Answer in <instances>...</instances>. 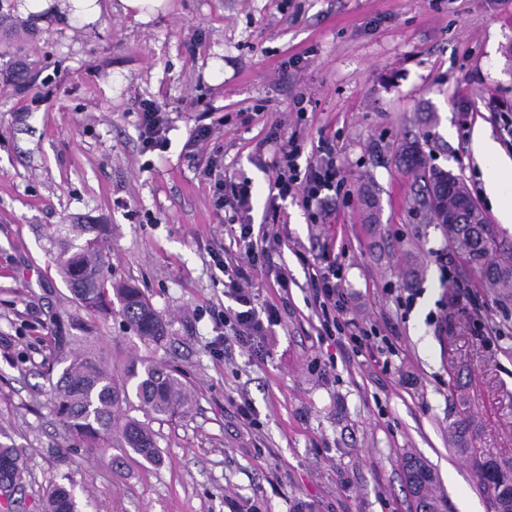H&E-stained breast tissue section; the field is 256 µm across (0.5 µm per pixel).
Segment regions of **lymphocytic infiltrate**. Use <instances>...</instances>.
Listing matches in <instances>:
<instances>
[{"label": "lymphocytic infiltrate", "mask_w": 512, "mask_h": 512, "mask_svg": "<svg viewBox=\"0 0 512 512\" xmlns=\"http://www.w3.org/2000/svg\"><path fill=\"white\" fill-rule=\"evenodd\" d=\"M139 140L143 151L163 147L167 142L169 119L153 100L138 104ZM273 149L275 175L270 186L272 199L284 200L299 195L314 222H325L328 202L344 186L342 168L336 157L335 145L325 142L319 147L315 161L302 163L304 145L298 133L288 135L272 131L263 140ZM212 188L217 211L228 212L229 223L238 225L239 239L244 248L239 254L219 259L217 265L224 274V294L232 307L224 311V350L254 349L282 323L279 307L273 303L258 304L251 286L249 271L257 264L269 262L280 244L273 226L279 221L278 210H271V228L262 235L261 243L252 240L253 227L248 215L252 181L245 174L225 176L217 164H207L203 170ZM342 268L329 263L321 266L309 279L322 335L344 334L352 352L375 347L377 338L362 323L349 318L344 293L339 288Z\"/></svg>", "instance_id": "obj_1"}]
</instances>
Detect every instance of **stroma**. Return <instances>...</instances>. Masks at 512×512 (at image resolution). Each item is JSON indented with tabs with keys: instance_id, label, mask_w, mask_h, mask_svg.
<instances>
[{
	"instance_id": "stroma-1",
	"label": "stroma",
	"mask_w": 512,
	"mask_h": 512,
	"mask_svg": "<svg viewBox=\"0 0 512 512\" xmlns=\"http://www.w3.org/2000/svg\"><path fill=\"white\" fill-rule=\"evenodd\" d=\"M100 3L90 27L57 8L0 27V428L26 461L0 512H41L43 488L61 478L87 512H414L409 456L432 470L448 512H495L449 433L463 425L469 446L512 467V300L459 273L396 150L418 140L512 247L473 149L483 132L512 159L501 111L512 106V0H170L146 22ZM143 99L172 119L166 146L147 153ZM207 108L222 123L190 145ZM276 124L300 130L304 160L335 145L347 197L323 224L298 199L280 202L281 244L253 286L282 305L283 323L260 352L228 357L214 259L240 246L201 170L214 161L251 178L261 239L274 172L259 143ZM63 224L110 225L113 280L135 283L171 324L159 348L117 314L97 331L116 370L147 356L194 393L188 418L155 423L159 463L75 449L53 412L62 367L50 323L79 310L56 270ZM328 258L343 266L352 316L388 339L389 356L320 335L307 283ZM410 293L406 312L397 298ZM244 396L252 426L237 411Z\"/></svg>"
}]
</instances>
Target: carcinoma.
<instances>
[{
	"instance_id": "1",
	"label": "carcinoma",
	"mask_w": 512,
	"mask_h": 512,
	"mask_svg": "<svg viewBox=\"0 0 512 512\" xmlns=\"http://www.w3.org/2000/svg\"><path fill=\"white\" fill-rule=\"evenodd\" d=\"M398 161L422 184L417 206L440 224L463 272L478 274L484 288L512 297V251L501 249L499 232L457 176L428 165L420 144L405 142ZM107 227L74 224L58 245L57 271L85 316L68 321L69 335L58 336V352L69 361L54 389L56 414L68 436L88 451L104 452L117 444L151 462L159 460V441L150 422L183 419L192 411L194 397L180 376L148 358L131 360L121 374L105 363L94 344L99 322L116 312L140 342L161 344L168 323L130 282H114L104 254ZM135 396L144 419L126 416L122 406ZM470 454L490 492L497 512H512V471L478 456L475 448L457 441ZM25 462L18 449L0 442V493L11 495L21 487ZM405 482L415 501V512H444L445 501L435 494L434 476L427 464L409 457L404 462ZM42 512H81L73 490L52 484L42 496Z\"/></svg>"
}]
</instances>
